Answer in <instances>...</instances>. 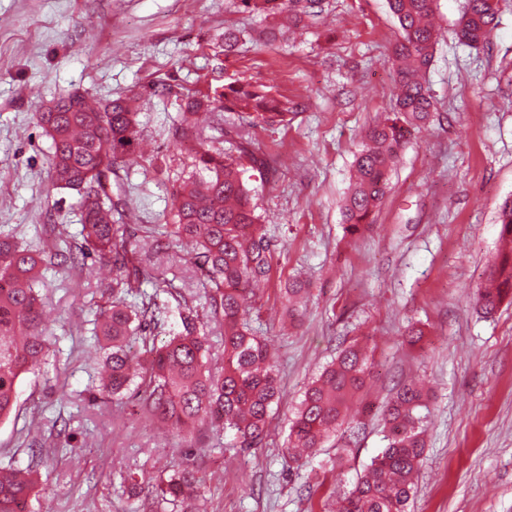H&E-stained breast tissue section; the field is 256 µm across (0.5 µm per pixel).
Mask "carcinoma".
<instances>
[{
	"mask_svg": "<svg viewBox=\"0 0 512 512\" xmlns=\"http://www.w3.org/2000/svg\"><path fill=\"white\" fill-rule=\"evenodd\" d=\"M250 11L275 14L287 4L300 5L295 19L322 12L321 0H240ZM397 22L394 44L395 96L391 110L366 134L354 160L353 180L342 214L346 234L355 236L373 222L390 185L401 152L410 138L435 116L426 85L439 34L430 17L434 0H388ZM497 0H465L456 37L472 48L484 44L495 28ZM242 112L263 122H283L288 102L250 83L192 98L186 108ZM137 116L134 99L90 100L79 93L58 99L33 115L51 140L49 166L53 186L77 196L82 244L69 252L70 268L83 272L85 259L112 269V301L97 309L94 336L104 351L106 377L101 393L113 398L130 391L148 393L152 413L167 426L189 432L199 422L232 433L244 450L258 448L268 436L272 406L280 396L276 365L266 343L250 325L255 308L252 285L270 279L271 242L258 223L246 169L237 161L202 150L194 172L176 197L175 222L146 230L153 245L178 239L193 248L191 264L207 288L210 313L198 326L187 317L171 327L161 344L151 329L165 325L156 302L171 287L154 278L155 291L142 290L150 275L142 265L125 224L126 211L112 199V177L137 162ZM500 238L512 241V198L499 207ZM45 252L31 250L12 234H0V423L14 409L20 377L45 364L51 351L43 319ZM489 288L476 290L485 316L512 299V251L497 253L490 265ZM309 292L298 279L282 294L288 316ZM223 329V350L212 352L209 323ZM373 374L367 351L341 348L334 360L306 387L291 423L285 453L293 470L302 454H316L347 420L350 402L365 392ZM427 393L414 384L401 386L383 408L387 445L368 464L353 487L336 497V512H408L425 450ZM203 478L183 468L155 486L154 512L169 506L180 512H206L199 494ZM37 479L28 468H0V512H27Z\"/></svg>",
	"mask_w": 512,
	"mask_h": 512,
	"instance_id": "obj_1",
	"label": "carcinoma"
}]
</instances>
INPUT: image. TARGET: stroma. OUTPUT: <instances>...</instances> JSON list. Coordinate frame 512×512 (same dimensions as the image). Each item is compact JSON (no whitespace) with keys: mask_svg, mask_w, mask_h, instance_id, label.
Segmentation results:
<instances>
[{"mask_svg":"<svg viewBox=\"0 0 512 512\" xmlns=\"http://www.w3.org/2000/svg\"><path fill=\"white\" fill-rule=\"evenodd\" d=\"M463 0H436L440 31L426 76L437 115L402 151L390 189L363 235H346L341 205L367 131L388 112L397 24L387 0H323L316 19L259 15L239 0H0V232L56 250L43 318L58 341L40 371L22 375L0 460L37 470L31 512H150L156 478L189 467L205 479L207 512H334L383 448L380 409L394 386L423 382L426 453L411 512H512V303L490 318L473 301L499 249V205L512 198V0H499L484 48L453 34ZM239 33L232 51L224 32ZM265 86L294 107L266 124L209 112L187 144L174 139L182 100L234 81ZM136 100L141 156L122 174L134 244L152 275L171 279L193 314L208 309L188 246L152 250L146 228L172 221L193 147L262 160L250 171L256 213L273 245L270 280L256 288L253 325L274 355L281 399L263 447L235 449L200 426L174 436L133 398L90 402L101 353L90 334V285L60 256L78 246L72 197L53 189L51 141L33 114L61 95ZM302 276L297 319L278 297ZM424 331L418 343L409 324ZM366 340L373 410L339 473L341 435L292 475L283 442L305 386L338 348ZM68 402H59L60 391ZM140 495L122 487L127 470Z\"/></svg>","mask_w":512,"mask_h":512,"instance_id":"35a3bbf8","label":"stroma"}]
</instances>
